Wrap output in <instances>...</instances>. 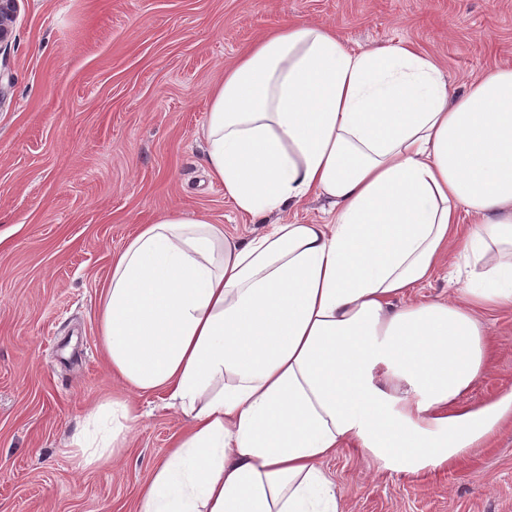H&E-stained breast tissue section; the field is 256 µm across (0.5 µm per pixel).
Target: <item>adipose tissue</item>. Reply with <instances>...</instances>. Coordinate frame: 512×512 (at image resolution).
Masks as SVG:
<instances>
[{"label":"adipose tissue","mask_w":512,"mask_h":512,"mask_svg":"<svg viewBox=\"0 0 512 512\" xmlns=\"http://www.w3.org/2000/svg\"><path fill=\"white\" fill-rule=\"evenodd\" d=\"M203 139L207 176L265 226L174 210L113 256L97 337L128 395L100 443L71 437L79 469L157 390L188 426L137 512H346L325 470L342 448L434 470L512 416V394L460 404L491 349L479 312L512 307V67L457 93L411 44L286 20L225 68ZM313 195L325 223H268ZM452 245L463 300H408Z\"/></svg>","instance_id":"obj_1"}]
</instances>
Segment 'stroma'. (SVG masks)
Here are the masks:
<instances>
[{"label":"stroma","mask_w":512,"mask_h":512,"mask_svg":"<svg viewBox=\"0 0 512 512\" xmlns=\"http://www.w3.org/2000/svg\"><path fill=\"white\" fill-rule=\"evenodd\" d=\"M322 23L350 47L413 44L446 80L512 65V0H15L0 46V512H133L183 427L167 396L126 448L76 470L67 439L121 388L97 342L112 257L165 208L244 238L202 165L208 89L284 19ZM449 250L410 300L462 298ZM487 368L464 395L512 392V308L483 313ZM327 469L347 512H512V421L448 467L417 475L343 449Z\"/></svg>","instance_id":"stroma-1"}]
</instances>
